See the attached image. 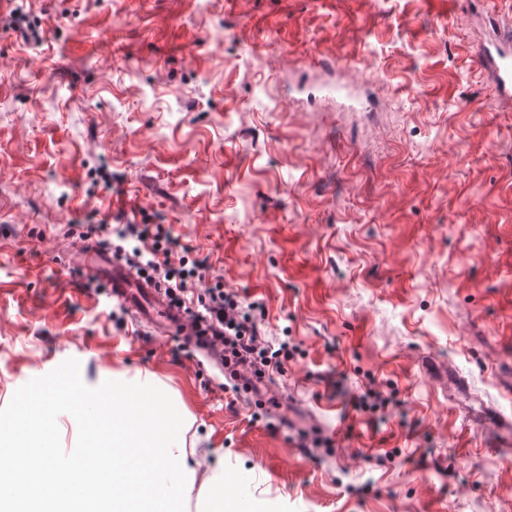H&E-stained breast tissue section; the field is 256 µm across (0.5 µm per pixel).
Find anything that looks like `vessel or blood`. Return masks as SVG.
<instances>
[{
    "label": "vessel or blood",
    "instance_id": "vessel-or-blood-1",
    "mask_svg": "<svg viewBox=\"0 0 512 512\" xmlns=\"http://www.w3.org/2000/svg\"><path fill=\"white\" fill-rule=\"evenodd\" d=\"M480 66L494 78L495 107L502 111L512 109V40L500 37L483 46ZM87 255L86 269L131 311L136 321L153 325L162 335L177 336L193 345L198 343L184 311L172 306L160 288L137 276L111 250L93 246Z\"/></svg>",
    "mask_w": 512,
    "mask_h": 512
}]
</instances>
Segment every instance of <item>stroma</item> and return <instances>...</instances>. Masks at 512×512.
I'll return each instance as SVG.
<instances>
[{
	"instance_id": "stroma-1",
	"label": "stroma",
	"mask_w": 512,
	"mask_h": 512,
	"mask_svg": "<svg viewBox=\"0 0 512 512\" xmlns=\"http://www.w3.org/2000/svg\"><path fill=\"white\" fill-rule=\"evenodd\" d=\"M512 0H0V408L154 385L265 512H512ZM111 174L104 182L103 174ZM162 224L300 355L272 408L112 319L70 226ZM374 391L377 414L355 409ZM481 68L495 82L494 105L500 111L512 108V41L503 36L482 46Z\"/></svg>"
}]
</instances>
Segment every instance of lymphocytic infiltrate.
Segmentation results:
<instances>
[{"mask_svg": "<svg viewBox=\"0 0 512 512\" xmlns=\"http://www.w3.org/2000/svg\"><path fill=\"white\" fill-rule=\"evenodd\" d=\"M116 236L128 245L127 259L141 276L163 285L173 303L182 306L192 328H205L223 361L240 373L257 377L282 372L292 345L271 346L261 338L256 307L244 303L222 284L201 287V264L179 254V242L160 224L87 225L82 239Z\"/></svg>", "mask_w": 512, "mask_h": 512, "instance_id": "obj_1", "label": "lymphocytic infiltrate"}]
</instances>
